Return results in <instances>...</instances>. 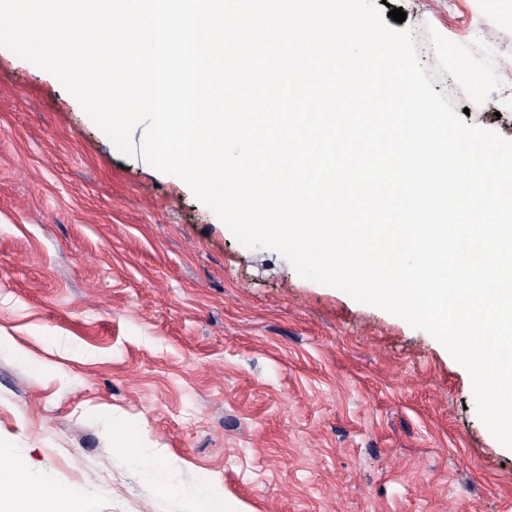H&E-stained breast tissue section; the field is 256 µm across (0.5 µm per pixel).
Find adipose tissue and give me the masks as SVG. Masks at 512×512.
<instances>
[{"instance_id":"obj_1","label":"adipose tissue","mask_w":512,"mask_h":512,"mask_svg":"<svg viewBox=\"0 0 512 512\" xmlns=\"http://www.w3.org/2000/svg\"><path fill=\"white\" fill-rule=\"evenodd\" d=\"M86 493L34 477L0 440V512H91Z\"/></svg>"}]
</instances>
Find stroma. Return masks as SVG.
Wrapping results in <instances>:
<instances>
[{"instance_id":"stroma-1","label":"stroma","mask_w":512,"mask_h":512,"mask_svg":"<svg viewBox=\"0 0 512 512\" xmlns=\"http://www.w3.org/2000/svg\"><path fill=\"white\" fill-rule=\"evenodd\" d=\"M482 40L504 82L466 123L512 139L506 0H388ZM0 439L95 512H512V450L429 332L241 244L179 177L123 154L52 74L0 47ZM141 455L118 451L125 429ZM166 467L183 495L142 475Z\"/></svg>"}]
</instances>
